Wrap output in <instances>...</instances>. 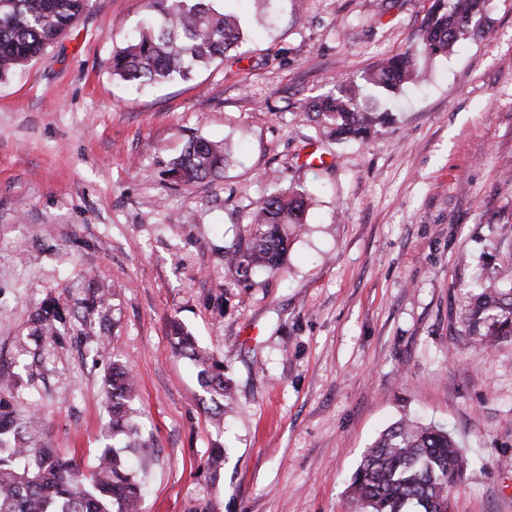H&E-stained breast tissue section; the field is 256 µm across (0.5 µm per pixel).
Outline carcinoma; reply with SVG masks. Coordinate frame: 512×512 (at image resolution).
Listing matches in <instances>:
<instances>
[{"label": "carcinoma", "mask_w": 512, "mask_h": 512, "mask_svg": "<svg viewBox=\"0 0 512 512\" xmlns=\"http://www.w3.org/2000/svg\"><path fill=\"white\" fill-rule=\"evenodd\" d=\"M486 3L454 0V6L446 8L436 0L417 46L383 61L367 82L389 91L410 82L418 54H446L473 37L475 19ZM88 4L0 0V80L65 36ZM242 43L237 17L217 8L215 0H151V13L138 36L112 56V72L138 86L188 80L199 67L226 58ZM308 112L318 125L339 136H362L382 120L364 110L360 87L346 80L337 93L314 100ZM229 156L227 143L191 136L169 162L168 173L183 184L214 179L221 176ZM307 208V195L291 189L257 200L248 220V241L224 251L225 267L243 282L259 268L280 269L288 252V225L302 227ZM67 319L55 302L36 317L39 331L53 336ZM170 327L177 352L193 362L201 388L212 396V417L222 419L230 409L223 363L199 348L182 323L173 320ZM106 391L111 424L86 473L73 458L48 447L35 423L22 427L10 413L0 411V512H138L142 479L116 451L119 446L150 447V439L131 418L137 385L129 367L112 364ZM224 457V446L211 449V480H216ZM467 466L466 455L447 430L402 419L366 450L350 488L365 512H448L455 477Z\"/></svg>", "instance_id": "1"}]
</instances>
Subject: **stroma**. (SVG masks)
I'll return each mask as SVG.
<instances>
[{
	"label": "stroma",
	"instance_id": "obj_1",
	"mask_svg": "<svg viewBox=\"0 0 512 512\" xmlns=\"http://www.w3.org/2000/svg\"><path fill=\"white\" fill-rule=\"evenodd\" d=\"M148 2L90 0L0 81V375L15 380L0 406L38 416L85 470L112 364H128L153 442L129 456L141 512H357L351 477L405 416L443 425L471 460L450 512H512V330L481 302L512 288V0L421 56L397 96L373 93L392 122L347 141L305 105L415 48L435 0H218L248 33L238 61L135 90L111 60ZM192 135L238 153L177 185L166 162ZM278 188L309 193L306 224L282 270L239 284L224 250ZM52 299L72 318L43 336L33 318ZM173 318L224 363L237 409L223 428L172 349Z\"/></svg>",
	"mask_w": 512,
	"mask_h": 512
}]
</instances>
